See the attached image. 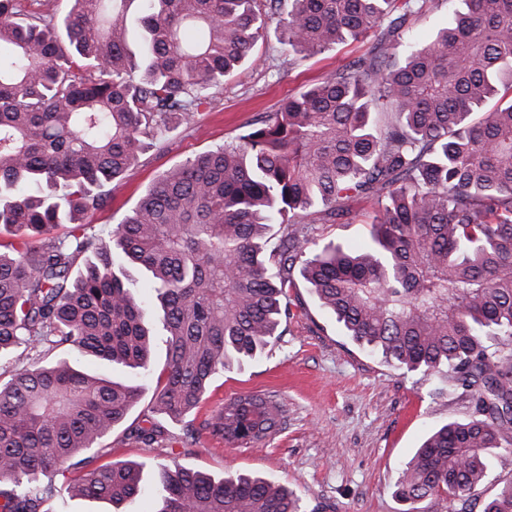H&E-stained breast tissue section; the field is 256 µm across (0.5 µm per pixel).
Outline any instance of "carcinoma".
Returning a JSON list of instances; mask_svg holds the SVG:
<instances>
[{
  "label": "carcinoma",
  "instance_id": "1",
  "mask_svg": "<svg viewBox=\"0 0 512 512\" xmlns=\"http://www.w3.org/2000/svg\"><path fill=\"white\" fill-rule=\"evenodd\" d=\"M426 0H0V358L38 350L0 377V512H43L64 492L119 506L148 496L143 464H100L139 403L137 380L71 357L152 373L151 405L129 437L151 446L159 419L260 444L281 403L238 395L200 420L212 378L277 339L291 272L388 364L443 373L473 412L432 431L405 465L402 512L429 500L473 512L489 457L512 450V0H461L426 43L408 38ZM276 23L300 58L381 30L378 51L256 119L231 143L165 171L107 241L79 222L175 118L252 62ZM373 203L369 239L307 252L316 224ZM64 237L33 245L51 225ZM284 226L276 252L271 225ZM275 262L278 272L268 274ZM153 295L128 286L127 266ZM75 469L58 487L54 477ZM147 512H300L288 489L249 474L215 478L159 464ZM480 512H512V480Z\"/></svg>",
  "mask_w": 512,
  "mask_h": 512
}]
</instances>
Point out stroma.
<instances>
[{
    "label": "stroma",
    "instance_id": "1",
    "mask_svg": "<svg viewBox=\"0 0 512 512\" xmlns=\"http://www.w3.org/2000/svg\"><path fill=\"white\" fill-rule=\"evenodd\" d=\"M379 39L371 32L301 60L287 51L279 29H269L253 50V63L226 79L195 117L173 121L160 147L145 150L122 179L107 185L109 202L93 215L90 233L107 237L162 172L234 140L288 97L376 51ZM351 207L349 222L316 225V243H366L371 203L361 199ZM287 307L277 341L257 359L218 374L200 409L205 416L234 395L272 393L284 405L278 433L252 447L202 434L187 453L172 425L168 440L147 446L126 436L152 399L147 391L113 431L104 462L141 463L150 484L154 462L175 456L217 478L243 473L274 479L292 491L302 512H401L395 492L404 464L433 428L466 418L468 403L439 377L389 365L354 343L303 279L289 289Z\"/></svg>",
    "mask_w": 512,
    "mask_h": 512
}]
</instances>
